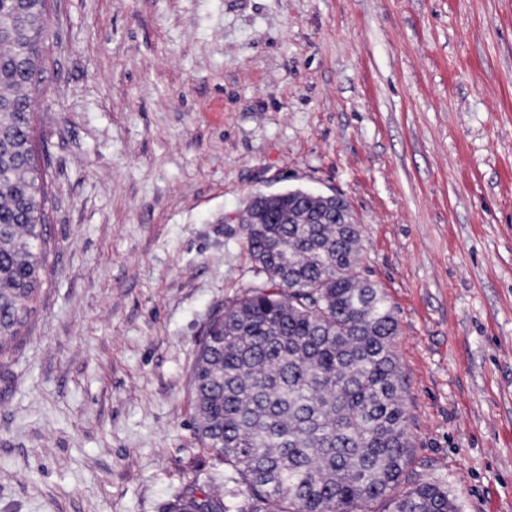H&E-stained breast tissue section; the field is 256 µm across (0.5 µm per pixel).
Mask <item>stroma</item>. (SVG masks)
<instances>
[{"instance_id":"stroma-1","label":"stroma","mask_w":512,"mask_h":512,"mask_svg":"<svg viewBox=\"0 0 512 512\" xmlns=\"http://www.w3.org/2000/svg\"><path fill=\"white\" fill-rule=\"evenodd\" d=\"M37 312L0 359V512H166L256 191L342 196L388 294L410 477L512 512V0H50Z\"/></svg>"}]
</instances>
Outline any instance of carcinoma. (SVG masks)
<instances>
[{"label":"carcinoma","mask_w":512,"mask_h":512,"mask_svg":"<svg viewBox=\"0 0 512 512\" xmlns=\"http://www.w3.org/2000/svg\"><path fill=\"white\" fill-rule=\"evenodd\" d=\"M48 0H0V352L36 311L47 196L31 135ZM249 214L262 281L212 318L192 370L195 433L232 469L167 512H458L448 488L406 474L399 324L355 270L362 228L287 189ZM246 495L249 506L238 505Z\"/></svg>","instance_id":"obj_1"}]
</instances>
